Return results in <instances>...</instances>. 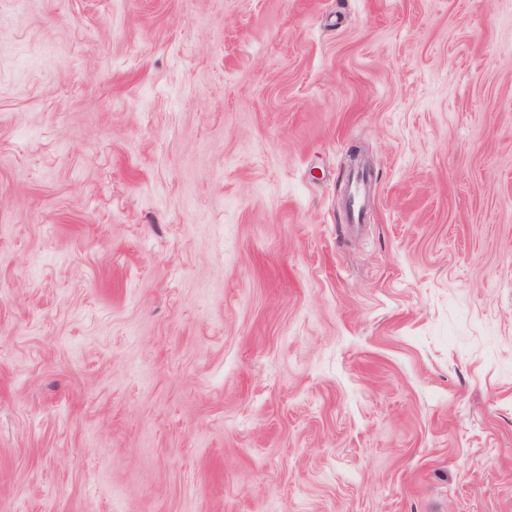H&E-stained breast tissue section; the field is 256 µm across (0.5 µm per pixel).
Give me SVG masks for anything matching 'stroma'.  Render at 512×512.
Returning <instances> with one entry per match:
<instances>
[{
  "instance_id": "35a3bbf8",
  "label": "stroma",
  "mask_w": 512,
  "mask_h": 512,
  "mask_svg": "<svg viewBox=\"0 0 512 512\" xmlns=\"http://www.w3.org/2000/svg\"><path fill=\"white\" fill-rule=\"evenodd\" d=\"M0 512H512V0H0Z\"/></svg>"
}]
</instances>
